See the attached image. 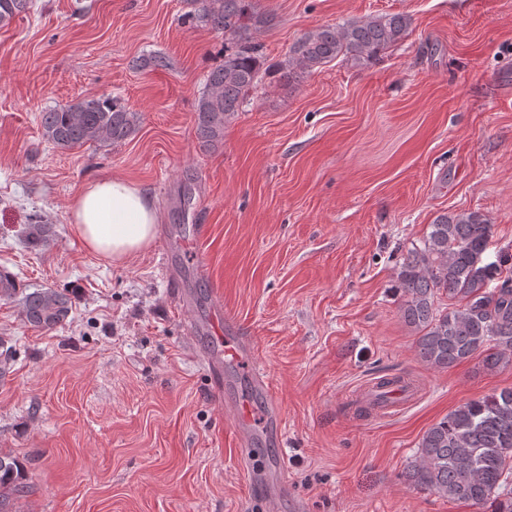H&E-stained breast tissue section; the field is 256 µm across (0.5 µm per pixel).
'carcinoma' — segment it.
I'll use <instances>...</instances> for the list:
<instances>
[{
  "instance_id": "cac0c4a2",
  "label": "carcinoma",
  "mask_w": 512,
  "mask_h": 512,
  "mask_svg": "<svg viewBox=\"0 0 512 512\" xmlns=\"http://www.w3.org/2000/svg\"><path fill=\"white\" fill-rule=\"evenodd\" d=\"M191 19L224 34V64L212 70L196 104L198 138L213 144L224 138V124L241 109L266 74L290 77L350 56L371 62L400 42L408 20L385 14L321 26L302 37L275 69L265 66L251 33L266 17L248 0H189ZM31 0H0V25L28 11ZM138 114L120 99L85 97L41 113L43 136L62 148L87 143L116 145L137 130ZM31 243L50 237L46 217L35 213L25 225ZM491 224L478 211L442 214L429 225L422 246L408 252L397 273L404 322L417 334V356L426 366L445 369L475 355L484 370L512 366V255L487 256ZM444 295L450 308L436 300ZM22 311L33 327L52 329L69 316V295L55 288L22 294ZM14 349L0 339V381L14 364ZM419 462L411 473L415 485L472 506L493 505L512 512V388L465 402L433 424L419 443ZM28 492L18 461L0 454V512H13V501Z\"/></svg>"
}]
</instances>
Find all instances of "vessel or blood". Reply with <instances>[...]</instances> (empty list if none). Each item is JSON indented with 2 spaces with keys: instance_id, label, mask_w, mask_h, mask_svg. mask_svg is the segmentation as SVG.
<instances>
[{
  "instance_id": "obj_1",
  "label": "vessel or blood",
  "mask_w": 512,
  "mask_h": 512,
  "mask_svg": "<svg viewBox=\"0 0 512 512\" xmlns=\"http://www.w3.org/2000/svg\"><path fill=\"white\" fill-rule=\"evenodd\" d=\"M230 319L222 303H213L204 338L202 354L212 373L213 389L216 395L224 393V371L236 366L243 367L250 374L253 385L263 387L267 384L264 372L258 367L252 343L239 336H229L224 332ZM224 404L233 417L234 427L241 443H248L259 414L249 398L237 395L225 398Z\"/></svg>"
}]
</instances>
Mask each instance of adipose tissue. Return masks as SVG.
<instances>
[{
    "label": "adipose tissue",
    "instance_id": "1",
    "mask_svg": "<svg viewBox=\"0 0 512 512\" xmlns=\"http://www.w3.org/2000/svg\"><path fill=\"white\" fill-rule=\"evenodd\" d=\"M68 215L84 246L115 263L144 250L158 222L150 196L120 176L87 182L71 200Z\"/></svg>",
    "mask_w": 512,
    "mask_h": 512
}]
</instances>
